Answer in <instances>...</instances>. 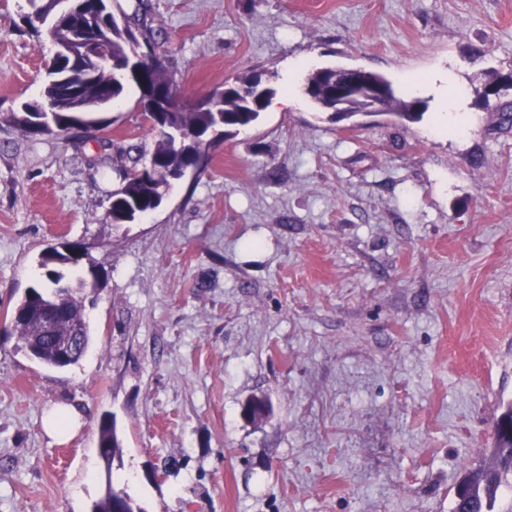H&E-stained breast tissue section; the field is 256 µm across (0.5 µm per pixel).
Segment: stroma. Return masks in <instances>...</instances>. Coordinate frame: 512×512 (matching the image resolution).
I'll list each match as a JSON object with an SVG mask.
<instances>
[{
  "instance_id": "stroma-1",
  "label": "stroma",
  "mask_w": 512,
  "mask_h": 512,
  "mask_svg": "<svg viewBox=\"0 0 512 512\" xmlns=\"http://www.w3.org/2000/svg\"><path fill=\"white\" fill-rule=\"evenodd\" d=\"M150 4L179 100L259 73L295 101L112 223L110 145L155 143L138 91L100 136L23 135L8 116L54 48L27 0H0V512H90L110 484L143 512H451L512 401V88L482 95L512 75V0ZM336 65L425 100L422 120L331 119L302 84ZM67 245L66 281L99 280L95 344L51 370L3 327ZM57 407L82 422L65 441ZM99 452L108 466L121 451V440L112 424V419H102L98 427Z\"/></svg>"
}]
</instances>
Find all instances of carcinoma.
Masks as SVG:
<instances>
[{"label":"carcinoma","mask_w":512,"mask_h":512,"mask_svg":"<svg viewBox=\"0 0 512 512\" xmlns=\"http://www.w3.org/2000/svg\"><path fill=\"white\" fill-rule=\"evenodd\" d=\"M103 0H74L72 15L74 23L83 20L85 14L95 10ZM150 7L148 0H136L131 13L121 16L101 9L93 26L85 36L102 46L107 60L100 56L76 52L65 54L55 62V75L60 81L46 90L50 101L51 114L44 115L56 123L85 127L89 121L83 115L95 108L108 106L119 99L126 88L148 85L159 90L172 91L173 80L162 63L145 64L131 81L118 76L115 65L126 59L130 26L139 29L146 41L155 43L154 29L146 23ZM336 75V68L320 67L310 71L304 85L309 87V99L320 109L330 104L327 93L328 78ZM261 83L256 75H243L235 80L224 81L221 88L211 92L215 111H202L184 106L172 114L174 124L183 131L190 142L182 144V151L176 150V141L156 126L149 127L154 134L155 146L150 155L153 167L148 180L143 181L134 173L143 164L141 148L129 143L116 148L112 158L116 171L122 176L121 184L112 193V223H123L126 208L132 204L138 210L146 211L155 207L163 193L168 191L170 167L173 165H194L203 150L204 137L216 123V116L224 117L226 131L243 128L254 123L265 110L273 90L268 88L261 96L254 95V88ZM390 98L387 111L401 122H417L424 112L416 111L426 106V101L408 98L387 81ZM33 115L30 112H13L10 120L26 135L32 137L50 136L48 128H31ZM72 294L71 300L56 304L52 292L30 288L14 305L8 333L17 337L20 348L34 362L48 368L63 370L79 362L93 344L90 322L85 313L82 293L87 288L83 280L77 285H65ZM51 312L52 330H47L37 319L30 318V311ZM76 336L80 345L75 356L67 361L61 359L59 344L62 340ZM98 448L106 464L121 451V440L110 419H102L98 427ZM467 489L464 496L455 498L452 512H512V433L508 429H496L493 433L491 461L483 468L472 471L464 478Z\"/></svg>","instance_id":"cac0c4a2"}]
</instances>
